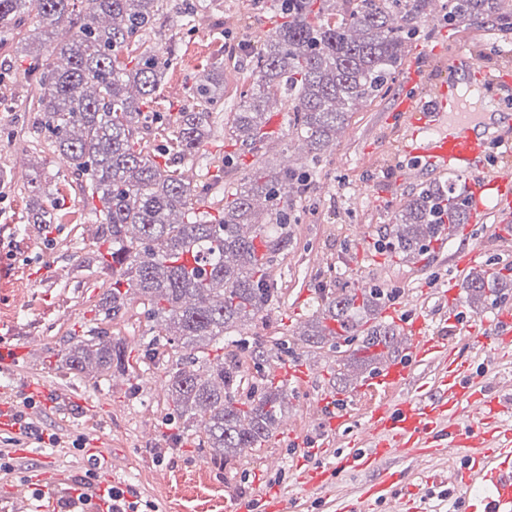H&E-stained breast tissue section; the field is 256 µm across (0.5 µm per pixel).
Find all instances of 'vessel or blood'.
Segmentation results:
<instances>
[{"label":"vessel or blood","mask_w":512,"mask_h":512,"mask_svg":"<svg viewBox=\"0 0 512 512\" xmlns=\"http://www.w3.org/2000/svg\"><path fill=\"white\" fill-rule=\"evenodd\" d=\"M512 75L480 69L469 51L448 57L447 76L435 78L410 68L396 109L404 127V152L414 158L420 174L452 172L464 177V191L474 220L494 214L499 223L512 221V168L486 170L491 143L512 153V134L505 125L512 114L482 111L470 114L467 102L482 86L494 87ZM477 248L457 254V271L442 295L455 304L461 292L460 274L478 268ZM385 317L405 338L396 358H382L372 375L357 380V392H377L381 398L363 417L358 434L340 440L346 413L329 415L314 447L325 454L317 466H306L297 481L302 488L329 491L339 481L353 493L336 500V512H373L385 504L388 512H439L430 488L433 477L424 470L439 457L448 458L452 498L448 512H512V390L503 391L477 370L479 349L512 353V310L498 306L480 325L457 312L448 319L456 336H435L424 316L398 305ZM440 359L432 383L418 384L417 371L426 361ZM413 385V392L400 388Z\"/></svg>","instance_id":"b4317fda"}]
</instances>
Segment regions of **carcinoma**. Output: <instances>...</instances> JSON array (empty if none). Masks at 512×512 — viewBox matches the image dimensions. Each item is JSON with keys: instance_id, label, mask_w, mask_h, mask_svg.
Segmentation results:
<instances>
[{"instance_id": "1", "label": "carcinoma", "mask_w": 512, "mask_h": 512, "mask_svg": "<svg viewBox=\"0 0 512 512\" xmlns=\"http://www.w3.org/2000/svg\"><path fill=\"white\" fill-rule=\"evenodd\" d=\"M330 0H279L285 21L269 33L231 113L228 134L243 150L264 138L268 103L278 94L292 101L289 118L311 157H321L352 108L377 97L401 65L411 23L426 15L427 0H344L348 17L314 9ZM504 0H448V22L487 16L510 17ZM41 27L67 23L74 37L46 52H27L28 75L39 87L33 103L36 139L63 156L83 196L102 205L100 239L110 245L112 288L102 299L104 317L91 336L71 337L59 352L68 370L83 379L126 371L122 343L109 336L108 324L136 288L147 306L155 347L180 350L169 370L167 389L183 425L204 436L214 458L259 448L276 432L288 390L273 384L256 397H237L239 366L208 359L211 347L239 334L278 295L267 269L291 243L288 225L296 215L288 204L291 188L303 192L311 174L301 168L254 169L231 198L217 200L218 216L201 210L211 194H223L224 163L213 165L206 181L185 182L180 173L194 161L212 128L223 125L216 106L224 100V68L211 65L192 87L193 103L167 118L146 112L173 58L147 48L128 54L131 44L154 28L157 17L178 12L171 0H0V32L11 34L30 10ZM170 132L159 149L164 163L144 152L138 135ZM457 185H435L408 197L383 238L396 253H424L442 240L445 226L466 224L469 208ZM56 197L31 180L29 224L54 223ZM473 302L501 303L512 296V267L467 285ZM381 288L353 287L323 292L316 317L304 332L306 342H334L326 321L353 337L343 366L368 367L381 345L397 351L395 330L370 322L385 302Z\"/></svg>"}]
</instances>
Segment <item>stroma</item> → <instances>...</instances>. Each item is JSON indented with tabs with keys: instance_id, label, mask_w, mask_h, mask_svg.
I'll return each instance as SVG.
<instances>
[{
	"instance_id": "1",
	"label": "stroma",
	"mask_w": 512,
	"mask_h": 512,
	"mask_svg": "<svg viewBox=\"0 0 512 512\" xmlns=\"http://www.w3.org/2000/svg\"><path fill=\"white\" fill-rule=\"evenodd\" d=\"M193 10L190 25L177 15L162 18L145 46L172 56L175 65L166 72L152 108L176 113L189 97L199 75L215 62L224 65V106L232 108L244 91L243 77L254 64L253 49L262 43L280 18L274 0H182ZM430 20L420 24L409 40L404 61L429 73L446 71V53L470 50L485 67L512 65V22L450 24L443 0H431ZM20 39L0 44V325L10 345L20 347L28 337L42 338L44 351L21 358L18 364L0 365V401L24 409L36 384L66 393L70 402L51 409L46 417L63 445L49 449L58 471L80 481L85 466L81 452L64 444L81 439L89 448L111 454L114 479L128 481L137 499L152 504L156 512H225L228 492L252 498L261 489L280 493L297 491V470L289 463L292 442L289 429L304 437L318 435L320 426L306 416L317 402L315 386H324L341 398L355 397L350 384L336 382L326 360L327 347L303 340L317 308L320 289L340 291L357 286H377L391 293L393 302L408 299L431 316L440 331H447L448 307L424 291V282L448 276L452 255L466 246L480 247L485 266L512 267V235L498 234L494 219L466 224L463 235L445 239L433 249L409 260L380 245L384 225L412 192L403 183L406 156L391 109L403 81L394 77L389 90L356 105L319 162L297 151L298 139L289 124L277 137L267 139L256 153L243 151L217 130L205 138L198 162L182 166L185 180L202 179L205 160L230 159L227 188H234L254 168L277 170L286 166L311 170L306 194L291 196L297 215L291 226V243L269 271L277 284L276 301L242 331V339L224 345L225 359L241 366V395L258 392L273 379L278 362L303 364L311 385L303 393H289L285 427L263 447L242 452L224 462L210 458L200 436L184 430L170 411L166 358L148 359L152 336L145 308L131 300L112 320V338L126 343L131 367L125 373L101 376L98 382L76 380L67 372L57 349L67 338L89 336L102 313L99 302L112 279L98 270L100 247L93 239L98 214L84 202L66 164L52 150L35 151L29 125L34 87L25 70V44L48 50L61 39L59 32L41 35L35 14H27L19 27ZM42 172L49 190L65 198L66 215L55 224L26 221L29 178ZM268 351L255 360V343ZM298 492V491H297Z\"/></svg>"
}]
</instances>
